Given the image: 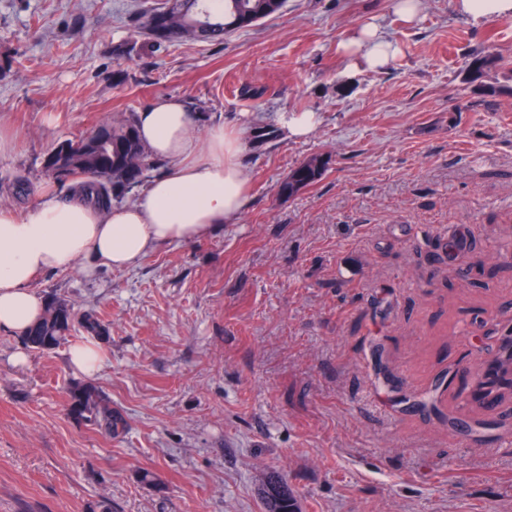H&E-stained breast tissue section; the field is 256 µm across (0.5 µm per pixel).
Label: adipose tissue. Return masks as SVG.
I'll return each instance as SVG.
<instances>
[{"label":"adipose tissue","instance_id":"1","mask_svg":"<svg viewBox=\"0 0 512 512\" xmlns=\"http://www.w3.org/2000/svg\"><path fill=\"white\" fill-rule=\"evenodd\" d=\"M371 69L399 47L368 25L344 46ZM151 157L164 169L124 203L99 207L82 186L48 190L18 215L0 208V331L24 334L45 310L32 288L36 275L82 266L131 269L152 249L187 243L238 220L247 201L242 163L247 123L212 122L198 137V114L182 98L163 96L135 114Z\"/></svg>","mask_w":512,"mask_h":512}]
</instances>
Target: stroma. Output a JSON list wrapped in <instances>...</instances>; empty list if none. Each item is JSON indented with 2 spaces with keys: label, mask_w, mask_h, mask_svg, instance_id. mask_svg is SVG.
I'll return each mask as SVG.
<instances>
[{
  "label": "stroma",
  "mask_w": 512,
  "mask_h": 512,
  "mask_svg": "<svg viewBox=\"0 0 512 512\" xmlns=\"http://www.w3.org/2000/svg\"><path fill=\"white\" fill-rule=\"evenodd\" d=\"M397 2L284 0L214 43L135 26L163 0H0L1 208L53 188L57 143L157 97L255 119L236 223L129 270L35 277L110 335L87 378L82 331L47 352L0 333V512H264L273 473L301 512H512V391L484 399L469 368L512 329V19L422 0L409 23ZM371 23L399 53L351 68ZM478 54L502 57L499 96L463 82ZM281 112L320 122L287 139ZM313 155L322 177L280 195ZM87 380L119 436L71 417ZM95 341L80 343L70 348L69 359L71 366L77 371L92 375L103 368L104 360L101 357Z\"/></svg>",
  "instance_id": "1"
}]
</instances>
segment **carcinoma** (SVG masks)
Returning a JSON list of instances; mask_svg holds the SVG:
<instances>
[{
    "instance_id": "obj_1",
    "label": "carcinoma",
    "mask_w": 512,
    "mask_h": 512,
    "mask_svg": "<svg viewBox=\"0 0 512 512\" xmlns=\"http://www.w3.org/2000/svg\"><path fill=\"white\" fill-rule=\"evenodd\" d=\"M173 3L167 17L168 34L163 40L181 38L210 42L224 41V35L236 28L249 26L270 17L283 7L284 0H224V12L214 14L207 0H170ZM64 156L46 171L59 184L80 178L97 202L107 204L123 197L129 189L142 181L144 173L154 167L147 147L139 138L133 118L119 123L102 122L90 136L67 140L48 154L53 157L62 148ZM326 162L313 156L297 168L280 187L284 195L293 196L301 189L317 182L325 171ZM80 327L91 338L101 340L109 336V327L96 311L76 315L73 307L55 296L46 302L40 322L25 335L26 345L38 351H50L64 343L75 327ZM70 411L100 432L112 436L123 432L125 419L112 408L99 388L91 383H78L70 388ZM265 512H298L297 500L283 481L272 478L263 488Z\"/></svg>"
}]
</instances>
